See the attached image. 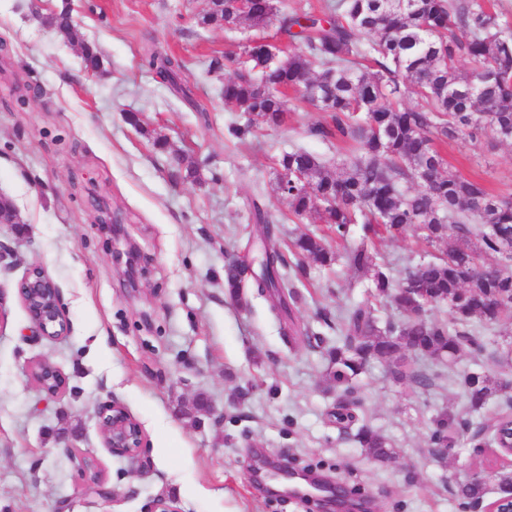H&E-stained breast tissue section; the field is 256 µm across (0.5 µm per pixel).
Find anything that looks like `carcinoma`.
<instances>
[{
    "instance_id": "carcinoma-1",
    "label": "carcinoma",
    "mask_w": 512,
    "mask_h": 512,
    "mask_svg": "<svg viewBox=\"0 0 512 512\" xmlns=\"http://www.w3.org/2000/svg\"><path fill=\"white\" fill-rule=\"evenodd\" d=\"M325 17L298 16L280 0H223L198 19L204 27L265 28L278 21L291 50L272 57L261 47H244L245 60L224 80V103L242 113L243 122L227 127L230 138L243 140L254 129L276 128L287 112L288 92L330 113V123L309 126L308 134L349 147L330 173L316 155L292 148L276 165V190L288 199L289 212L301 220L314 212L319 223L346 240L361 226L359 245L334 251L325 239L303 233L291 247L287 263L263 208L252 204L259 256L245 248L237 265H224V290L239 304L247 288L277 293V309L289 313L297 292L281 269L307 276L310 264L324 268L339 260L366 282V298L336 324V344L296 328L302 340L323 347L329 378L340 391L336 423L358 421L360 401L347 396L355 381L374 362L391 363L397 382L424 388L438 375L420 361L452 370L460 355L481 349L478 328L512 320V200L491 192L481 181L451 171L438 144L464 131L498 130L512 125V23L491 12L484 0H334ZM70 4L42 17L43 23L69 40L77 38ZM84 69L96 73L99 52L81 42ZM471 71L462 75L457 63ZM143 65L188 104L190 90L180 81L183 61L158 48L142 56ZM415 95L418 102L400 107ZM433 174L426 181L424 168ZM410 230L426 244L453 238L445 253L412 266L401 279L380 257L374 239L380 232ZM260 272L245 276L248 266ZM449 317L419 315L424 305ZM390 308L399 319L380 324L378 308ZM468 412L479 414L494 398L512 407V384L487 370L460 380ZM458 421L442 413L433 421L430 443H454ZM493 442L512 436V416L492 425ZM353 439L373 460L397 457L386 437L363 423Z\"/></svg>"
}]
</instances>
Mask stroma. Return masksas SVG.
<instances>
[{
  "mask_svg": "<svg viewBox=\"0 0 512 512\" xmlns=\"http://www.w3.org/2000/svg\"><path fill=\"white\" fill-rule=\"evenodd\" d=\"M71 3L76 42L40 20L61 0H0V195L26 228L16 246L57 284L70 323L59 339L32 335L17 295L24 266L0 272V512H149L160 496L179 512H310L303 499H271L252 486L246 468L258 449L318 466L373 512H469L457 485L485 465L486 448L467 431L447 459L428 445L433 418L462 411L453 380L424 390L390 381L378 363L359 377L360 421L399 453L394 463L374 462L332 416L336 388L321 348L291 345L289 316L273 312L268 295L247 289L240 305L224 291L225 258L244 249L254 226L251 200L281 240L316 224L295 220L276 193L274 156L303 147L336 159L335 147L307 134L328 113L305 103L244 142L226 135L236 112L220 86L248 41L283 45L277 24L200 27L209 0ZM84 41L101 52L93 76L81 68ZM154 44L184 61L193 104L142 66ZM214 58L222 68L212 73ZM129 111L140 127L126 123ZM158 138L193 157L194 179L173 177L170 154L153 146ZM440 151L452 171L512 197V144L466 133ZM101 206L118 216L120 236L100 229ZM375 244L397 276L427 251L408 232ZM129 245L144 269L133 285L112 262ZM298 290L293 317L330 342L324 316L364 298L341 264L331 272L310 265ZM36 359L63 371L62 394L47 398L34 387ZM200 396L209 412L195 409ZM112 400L141 426V464L104 445L97 411ZM87 459L110 497L85 492Z\"/></svg>",
  "mask_w": 512,
  "mask_h": 512,
  "instance_id": "1",
  "label": "stroma"
}]
</instances>
